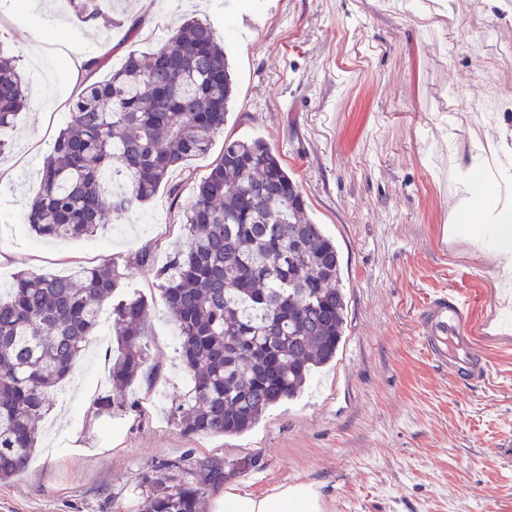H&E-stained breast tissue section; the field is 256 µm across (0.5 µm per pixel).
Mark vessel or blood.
<instances>
[{"mask_svg": "<svg viewBox=\"0 0 512 512\" xmlns=\"http://www.w3.org/2000/svg\"><path fill=\"white\" fill-rule=\"evenodd\" d=\"M473 318L471 300L452 289L435 294L419 314L429 355L464 383L482 382L489 372L488 361L470 332Z\"/></svg>", "mask_w": 512, "mask_h": 512, "instance_id": "obj_1", "label": "vessel or blood"}]
</instances>
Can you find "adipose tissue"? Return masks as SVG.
<instances>
[{"label":"adipose tissue","instance_id":"obj_1","mask_svg":"<svg viewBox=\"0 0 512 512\" xmlns=\"http://www.w3.org/2000/svg\"><path fill=\"white\" fill-rule=\"evenodd\" d=\"M493 163H471L459 173L460 188L448 214V231L491 225L490 240L501 260L504 284L512 283V167L504 160L512 146L500 141L492 147ZM216 512H325L318 487L307 482L283 483L271 491L254 495L228 487Z\"/></svg>","mask_w":512,"mask_h":512}]
</instances>
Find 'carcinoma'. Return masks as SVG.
I'll return each instance as SVG.
<instances>
[{"label":"carcinoma","instance_id":"cac0c4a2","mask_svg":"<svg viewBox=\"0 0 512 512\" xmlns=\"http://www.w3.org/2000/svg\"><path fill=\"white\" fill-rule=\"evenodd\" d=\"M86 23L107 20L111 0H69ZM224 46L209 24L186 19L154 50L130 54L109 77L68 103V122L40 170L25 213L39 237L78 239L106 217L119 221L170 174L209 152L234 94ZM28 97L19 57L0 50V131ZM185 241L158 271L178 337L189 391L170 407L188 434L240 435L271 407L297 396L308 376L336 357L346 327L340 256L311 219L281 157L259 138L229 139L192 186ZM109 259L76 277L22 272L0 295V481L20 476L36 447L51 394L72 372L112 304L117 347L112 396L100 413L130 410L127 390L149 363L140 294H119ZM258 459L199 463L201 479L157 482L147 512H203L207 487Z\"/></svg>","mask_w":512,"mask_h":512}]
</instances>
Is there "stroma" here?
Instances as JSON below:
<instances>
[{"label": "stroma", "mask_w": 512, "mask_h": 512, "mask_svg": "<svg viewBox=\"0 0 512 512\" xmlns=\"http://www.w3.org/2000/svg\"><path fill=\"white\" fill-rule=\"evenodd\" d=\"M115 21L144 17L137 37L110 44V26L81 24L67 0H0V45L20 58L28 94L0 136V288L22 271L68 274L112 258L126 289L149 304L152 372L125 413H97L111 392L97 378L110 345L90 343L41 424L27 471L0 484V512H145L159 462L258 457L227 481L262 494L290 482L319 486L326 512H512V288L493 251L448 235L460 170L477 143L512 136V0H118ZM186 15L223 33L235 92L208 154L176 169L178 199L159 190L119 224L71 241L24 224L36 173L68 121L70 59L119 67L150 51ZM64 42L46 51L35 34ZM259 137L294 174L315 223L341 257L347 328L335 360L295 399L242 435L184 434L170 418L188 382L158 270L184 238L192 186L228 138ZM152 262L125 267L142 248ZM451 288L472 299L488 378L459 386L430 358L417 313Z\"/></svg>", "instance_id": "35a3bbf8"}]
</instances>
